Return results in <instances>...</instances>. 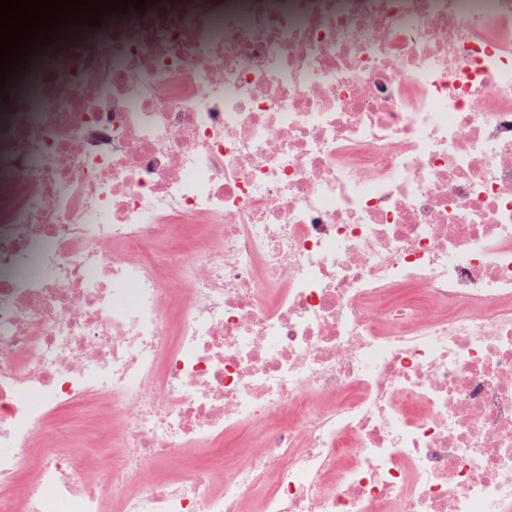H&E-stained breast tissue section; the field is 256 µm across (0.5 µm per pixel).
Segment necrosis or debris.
Segmentation results:
<instances>
[{"label":"necrosis or debris","instance_id":"obj_1","mask_svg":"<svg viewBox=\"0 0 512 512\" xmlns=\"http://www.w3.org/2000/svg\"><path fill=\"white\" fill-rule=\"evenodd\" d=\"M102 25L0 99V512H512V0ZM63 418L75 422L76 433L92 446H100L107 442L112 425L100 420L96 414H80L78 409H70Z\"/></svg>","mask_w":512,"mask_h":512}]
</instances>
